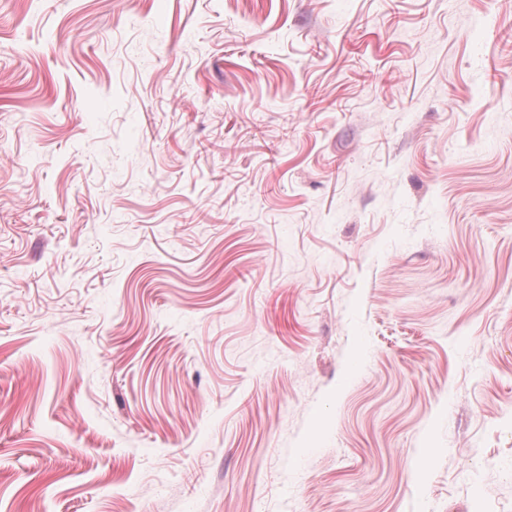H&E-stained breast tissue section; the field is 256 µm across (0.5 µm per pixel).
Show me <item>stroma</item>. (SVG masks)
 I'll return each mask as SVG.
<instances>
[{"mask_svg": "<svg viewBox=\"0 0 512 512\" xmlns=\"http://www.w3.org/2000/svg\"><path fill=\"white\" fill-rule=\"evenodd\" d=\"M0 512H512V0H0Z\"/></svg>", "mask_w": 512, "mask_h": 512, "instance_id": "stroma-1", "label": "stroma"}]
</instances>
